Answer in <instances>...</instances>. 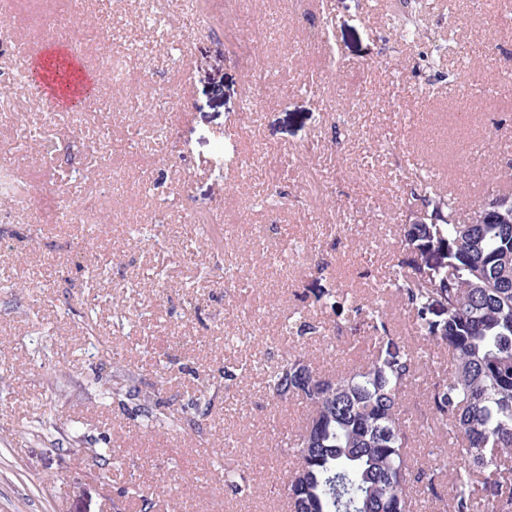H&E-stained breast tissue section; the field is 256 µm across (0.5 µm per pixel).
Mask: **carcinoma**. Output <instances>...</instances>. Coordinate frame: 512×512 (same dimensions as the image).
Masks as SVG:
<instances>
[{"label":"carcinoma","instance_id":"carcinoma-1","mask_svg":"<svg viewBox=\"0 0 512 512\" xmlns=\"http://www.w3.org/2000/svg\"><path fill=\"white\" fill-rule=\"evenodd\" d=\"M393 27L403 40L423 37L414 15L393 16ZM40 68L60 87L75 81L65 58ZM499 198L486 197L464 219L427 181L402 198L404 255L386 286L411 314L420 347L400 345L379 306L318 289L328 330L346 314L361 315L373 352L331 375L300 357L269 373L275 402L296 399L307 409L305 425L284 442L295 458L282 481L289 512H418L422 497L442 503V512H512V208L498 222L485 217L487 202ZM430 347L442 357L435 368L424 361ZM424 371L426 406L414 423L448 442L452 462L443 455L423 462L411 445L400 396ZM114 391L141 401L150 429L199 425L160 410L135 385ZM224 482L234 493L250 488L230 466Z\"/></svg>","mask_w":512,"mask_h":512}]
</instances>
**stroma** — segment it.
<instances>
[{
    "label": "stroma",
    "mask_w": 512,
    "mask_h": 512,
    "mask_svg": "<svg viewBox=\"0 0 512 512\" xmlns=\"http://www.w3.org/2000/svg\"><path fill=\"white\" fill-rule=\"evenodd\" d=\"M155 5L16 0L14 36L0 45V139L18 143L0 172L30 186L0 205V512H142L138 492L155 485L165 491L149 512H288L275 445L307 410L274 403L267 369L294 354L333 373L372 346L355 319L329 342L282 336V324L321 320L317 290L340 286L360 304L381 299L395 338L413 345L407 308L383 290L403 255L402 191L429 176L468 208L512 195V96L499 91L512 39L477 22L469 0H429L424 41L397 37L399 0H310L304 12L288 0H174L161 46ZM105 15L112 47L84 45L83 66L99 72L128 38L141 53L124 67L142 81L97 83L115 101L112 147L70 163L74 130L56 119L67 107L29 80L27 55L40 35L73 41ZM317 28L335 49L329 70L303 49ZM238 34L269 89L251 114ZM283 57L287 68L269 69ZM89 194L106 223H44L50 202L76 211ZM224 214L226 226L194 222ZM122 309L141 313L138 328L116 326ZM96 335L126 355L142 390L159 391L162 410L196 417L211 393V432L144 429L112 395ZM46 343L53 365L40 369ZM233 356L258 367L228 386ZM228 461L258 489L227 493Z\"/></svg>",
    "instance_id": "stroma-1"
}]
</instances>
